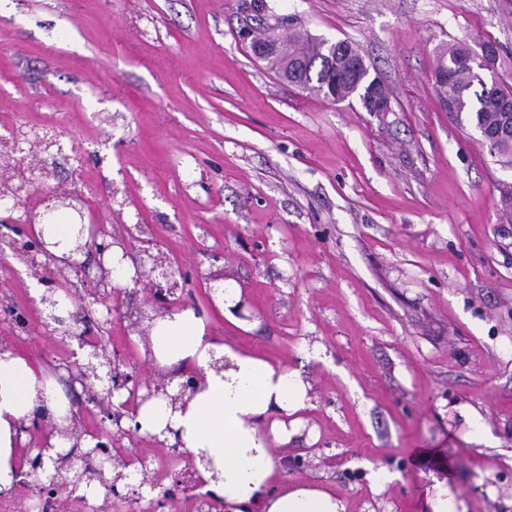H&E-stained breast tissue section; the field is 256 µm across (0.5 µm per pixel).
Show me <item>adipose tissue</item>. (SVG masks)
Returning <instances> with one entry per match:
<instances>
[{
  "label": "adipose tissue",
  "mask_w": 512,
  "mask_h": 512,
  "mask_svg": "<svg viewBox=\"0 0 512 512\" xmlns=\"http://www.w3.org/2000/svg\"><path fill=\"white\" fill-rule=\"evenodd\" d=\"M33 232L59 259H76L85 242L76 224H37ZM149 338L158 363L183 366L203 379L182 407L155 398L139 407L136 420L142 432L175 433L226 512H345L335 492L288 481L270 448L271 441L290 438L289 417L307 405L301 372L210 336L204 318L190 308L155 318ZM69 408L43 367L11 350L0 353V494L28 468L20 426L30 425L40 409L66 426Z\"/></svg>",
  "instance_id": "1"
}]
</instances>
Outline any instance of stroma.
<instances>
[{
	"label": "stroma",
	"instance_id": "stroma-1",
	"mask_svg": "<svg viewBox=\"0 0 512 512\" xmlns=\"http://www.w3.org/2000/svg\"><path fill=\"white\" fill-rule=\"evenodd\" d=\"M261 23L352 42L390 111L281 80L242 35ZM483 38L512 84V0H0V137L63 132L55 182L88 188L107 233L150 225L212 336L302 373L273 453L346 512H423L437 479L512 512V166L432 78L440 45ZM16 264L0 242V344L77 401ZM219 271L238 322L194 278Z\"/></svg>",
	"mask_w": 512,
	"mask_h": 512
}]
</instances>
